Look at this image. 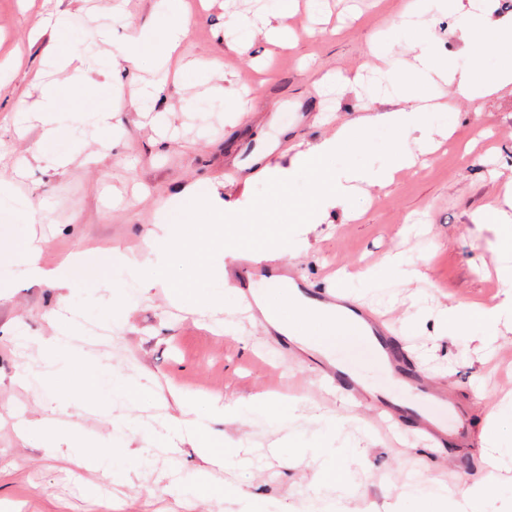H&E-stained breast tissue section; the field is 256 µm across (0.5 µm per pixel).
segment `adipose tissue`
Listing matches in <instances>:
<instances>
[{"instance_id":"1","label":"adipose tissue","mask_w":512,"mask_h":512,"mask_svg":"<svg viewBox=\"0 0 512 512\" xmlns=\"http://www.w3.org/2000/svg\"><path fill=\"white\" fill-rule=\"evenodd\" d=\"M159 12L170 22L162 38H154L151 29L129 22L118 47L114 64L133 62L143 47H150L155 60L156 77L146 82L132 108L138 117L159 125L164 113L159 105L170 66L178 62L184 52L188 32V11L184 0H157ZM410 12H432L454 20V27L461 40L460 48L449 53L439 48L433 34L419 37L414 44L415 62L409 71L400 66L391 69L392 94L377 95L371 100L368 115L360 122L345 123L335 133L306 150L291 155L287 163L266 164L262 175L271 185L275 196H283L290 182L298 173L310 178V200L306 203H287L289 228L278 224H265L266 204H258L251 214L241 215L224 207V200L216 193L200 192L192 183L170 198L169 210L180 209L186 200H193L196 208L206 214L202 224H165L160 234L147 239V246L160 252L164 267L154 280L168 283L172 301L194 296L199 309L215 310L224 306V292L218 282L226 278L224 256L229 248L240 252L257 253L272 248L280 253H295L303 234L314 230L332 214L349 212L356 196L366 187H384L393 183L396 175L414 168L419 156L431 153L439 139L450 132L440 127L437 113L448 111V104L438 102L436 89L439 83L453 87L455 96L474 100L512 86V67L487 72L481 63L486 52L512 46V17H496L482 5L481 0H411ZM65 87L64 82L48 86L46 103L25 110L27 121L40 127L41 137L31 149L35 160L49 162L51 168L64 167L60 158L49 157L45 145L54 140L73 123L91 122L109 126L112 118L108 112H83L71 115L53 111L51 101ZM387 128L396 145L390 148L385 163L377 167L336 169L328 161L341 150H358L364 145L363 128ZM413 141L414 150L403 147ZM41 245L30 241L18 256L16 263L25 275L35 280L49 282L59 289L71 288L80 278L83 269L91 264L87 253L81 252L65 259L52 269L40 263ZM180 270V277L167 282L168 270ZM502 284L503 298L494 306L475 301L441 311L435 320L438 333L467 335L483 345H492L495 330L500 323L512 322V265L497 268ZM265 323L288 341L311 345L312 341L326 342L350 337L351 331L343 327L341 319L345 309L324 304L306 307L300 304L291 290L265 297L259 305ZM173 401L177 417L164 424L163 431L142 434L141 445L134 452L135 459H143L153 448L177 451L181 444L194 448L202 462L190 487L195 498L202 501L223 499L229 488L213 479L214 469L224 465V439L216 434L212 425L238 419L241 403L227 400L217 394L177 391ZM512 425V401L502 402L491 409L482 430L486 444L488 476L479 482L471 481L466 474H459L454 487L429 479L421 474L408 476L406 487L409 502H449L452 512H484L483 506L499 490V474L512 471V445H504L502 436L505 425ZM355 446L323 447L294 454L296 464L311 468L313 480L304 497L302 512H341V501L327 498L323 493L326 478H333L337 489H344L347 458L360 456Z\"/></svg>"}]
</instances>
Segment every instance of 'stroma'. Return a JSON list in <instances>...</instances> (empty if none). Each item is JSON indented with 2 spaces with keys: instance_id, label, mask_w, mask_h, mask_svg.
Here are the masks:
<instances>
[{
  "instance_id": "1",
  "label": "stroma",
  "mask_w": 512,
  "mask_h": 512,
  "mask_svg": "<svg viewBox=\"0 0 512 512\" xmlns=\"http://www.w3.org/2000/svg\"><path fill=\"white\" fill-rule=\"evenodd\" d=\"M405 2L325 0L315 11L307 0H298L297 9L280 20L295 36L293 47L259 36L239 51L224 37L226 22L261 10L276 15L275 0H208L190 21L186 57L221 60V71L203 83L190 68L169 79L161 101L167 109L162 131L130 108L141 81L152 77L149 50H142L137 67L122 71L120 105H113L108 89L64 92L56 104L62 112L117 109L122 139L106 152L101 144L111 139V131L83 124L63 132L48 151L68 164L51 176L31 159L40 129L24 128L18 114L20 105L42 102L43 85L54 78L51 53H68L75 67L95 79L111 70L116 52L115 46L97 41L96 26L119 36L132 19L152 23L160 33L167 20L154 15V0H0V176L14 180L18 189L0 201V278L9 279L8 287L0 288V504L13 503L15 512H106L104 504L112 499L127 502V512H240L232 497L220 502L188 495L200 465L188 445L178 464L155 452L141 460L129 480L102 484L100 498L94 499L84 488L97 481V473L19 440V429L42 418L47 402L40 392L12 381L18 365L45 368L37 347H22L23 336L52 335L49 319L63 306L78 311L81 325L111 324L113 300L123 292L137 301L130 329L111 334L103 345L78 338L75 346L92 356L111 357L131 378L143 370L152 373L162 393L174 385L244 400L269 391L303 397L298 418L287 429L253 413L223 426L225 436L247 440L253 465L222 473V480L264 512H297L312 472L295 465L288 454L275 456L271 450L286 434L294 447H318L321 416L341 414V405L324 402L315 380L317 364L301 360L286 341L243 318L235 296L225 295L222 312L192 316L170 302L163 285L142 290L156 261L146 239L164 223V203L194 181L202 191H218L239 214H249L271 193L259 174L265 161L286 159L330 136L339 124L365 115L366 97L317 94L315 83L324 73L387 86L390 62H412V44L424 26L436 32L443 49L459 47L452 19L405 15ZM56 8L69 12L68 28L57 33L39 29L38 21ZM224 86L248 102V114L225 111L222 98L213 94ZM440 92L450 108L437 121L454 128L453 145L400 173L392 185L369 189L359 201L363 213L358 219L334 216L332 223L308 234L299 252L279 260L318 286H335L337 272L349 273L347 293L398 324L430 380L464 406L466 431L477 437L489 406L512 394V329H501L497 349L488 355L468 337L435 335L420 308L501 299L495 275L500 225L492 207L500 187L512 180V87L473 102L457 98L445 85ZM363 138V149L339 154L336 167L384 160L389 132L370 127ZM23 209L36 212L37 225L19 221ZM477 214L482 223H474ZM33 232L44 240L45 267L79 251L103 256L116 248L133 259L134 267L120 275L106 269L84 274L73 289L37 283L15 263ZM397 251L424 257L423 277L394 279L383 262ZM479 384L485 398L477 402L472 390ZM154 409L151 403L129 402L106 412L69 407L83 432L101 437L110 431L111 415L142 431L156 427ZM345 435L366 450L363 463L347 466L345 504L350 508L366 502L372 512H387L400 503L407 472L442 481L462 472L476 479L486 469L477 446L428 448L405 443L397 434L368 436L354 424Z\"/></svg>"
}]
</instances>
